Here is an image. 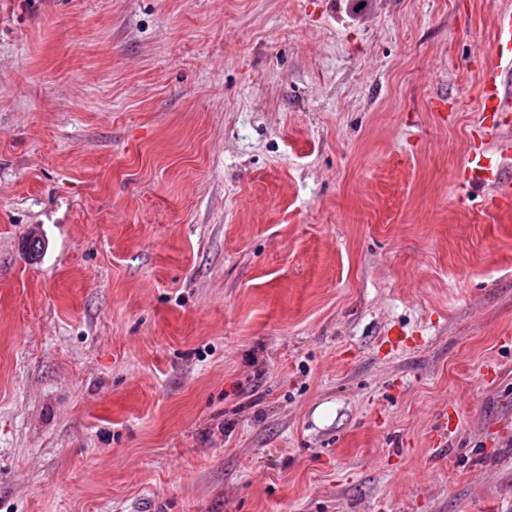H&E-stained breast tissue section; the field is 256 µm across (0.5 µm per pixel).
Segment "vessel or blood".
Listing matches in <instances>:
<instances>
[{
	"mask_svg": "<svg viewBox=\"0 0 512 512\" xmlns=\"http://www.w3.org/2000/svg\"><path fill=\"white\" fill-rule=\"evenodd\" d=\"M496 30V49L484 60L478 95L484 119L498 128L512 125V12L498 14ZM463 174L469 182L488 188L487 211L512 209V176L503 173L500 163L494 162L482 145H472Z\"/></svg>",
	"mask_w": 512,
	"mask_h": 512,
	"instance_id": "vessel-or-blood-1",
	"label": "vessel or blood"
}]
</instances>
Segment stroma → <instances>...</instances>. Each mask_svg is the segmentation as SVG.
<instances>
[{
	"instance_id": "1",
	"label": "stroma",
	"mask_w": 512,
	"mask_h": 512,
	"mask_svg": "<svg viewBox=\"0 0 512 512\" xmlns=\"http://www.w3.org/2000/svg\"><path fill=\"white\" fill-rule=\"evenodd\" d=\"M504 10L0 0V512H512ZM496 30V49L484 60L478 95L483 120L490 119L492 127L498 129L511 126L512 12L497 15ZM463 174L469 182L489 189L484 199L487 211H511L512 176L503 173L500 163L494 162L481 144L475 143L466 154Z\"/></svg>"
}]
</instances>
